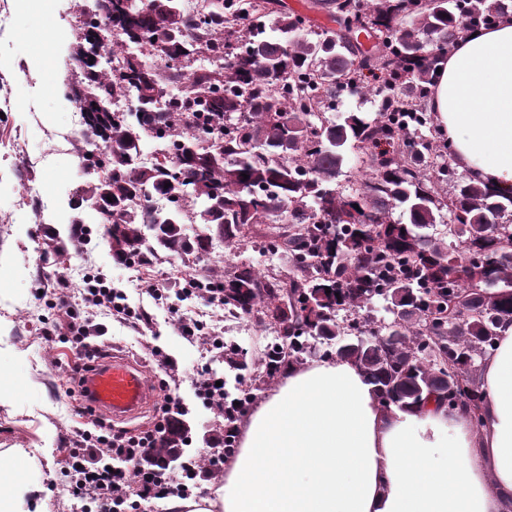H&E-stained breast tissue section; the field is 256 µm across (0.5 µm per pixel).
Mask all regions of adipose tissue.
Wrapping results in <instances>:
<instances>
[{"label": "adipose tissue", "instance_id": "1", "mask_svg": "<svg viewBox=\"0 0 512 512\" xmlns=\"http://www.w3.org/2000/svg\"><path fill=\"white\" fill-rule=\"evenodd\" d=\"M430 107L451 161L512 192V19L440 61ZM482 361V417L435 403L384 410L358 365L284 370L208 496L174 512H512V323Z\"/></svg>", "mask_w": 512, "mask_h": 512}]
</instances>
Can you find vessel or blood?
<instances>
[{"label":"vessel or blood","mask_w":512,"mask_h":512,"mask_svg":"<svg viewBox=\"0 0 512 512\" xmlns=\"http://www.w3.org/2000/svg\"><path fill=\"white\" fill-rule=\"evenodd\" d=\"M79 395L95 413L119 421L137 418L151 400L143 368L114 354L80 372Z\"/></svg>","instance_id":"vessel-or-blood-1"}]
</instances>
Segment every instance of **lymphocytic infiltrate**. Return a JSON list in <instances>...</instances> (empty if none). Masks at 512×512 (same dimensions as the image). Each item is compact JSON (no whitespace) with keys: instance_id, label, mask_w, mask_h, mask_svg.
I'll list each match as a JSON object with an SVG mask.
<instances>
[{"instance_id":"lymphocytic-infiltrate-1","label":"lymphocytic infiltrate","mask_w":512,"mask_h":512,"mask_svg":"<svg viewBox=\"0 0 512 512\" xmlns=\"http://www.w3.org/2000/svg\"><path fill=\"white\" fill-rule=\"evenodd\" d=\"M66 309L71 317L69 341L83 359L97 353L89 342L90 337L103 332L102 324L94 320L97 312L121 322L137 318L123 294L112 289L99 273L83 276L77 303L67 304ZM161 412L149 429L136 434L113 428L101 418H92L91 429L79 432L73 439L63 470L72 496L91 499L99 512H119L120 506L134 497L143 501L188 497L208 469L222 467L224 455L220 452L205 463L185 455L181 458L179 479L171 480L163 457L157 456L156 451L161 447L175 451L185 445L187 435L181 427L185 411L181 401L169 395Z\"/></svg>"}]
</instances>
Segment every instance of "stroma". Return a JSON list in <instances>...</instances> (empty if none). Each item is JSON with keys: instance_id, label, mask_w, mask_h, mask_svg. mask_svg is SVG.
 I'll list each match as a JSON object with an SVG mask.
<instances>
[{"instance_id": "obj_1", "label": "stroma", "mask_w": 512, "mask_h": 512, "mask_svg": "<svg viewBox=\"0 0 512 512\" xmlns=\"http://www.w3.org/2000/svg\"><path fill=\"white\" fill-rule=\"evenodd\" d=\"M82 0H42L39 9L23 11L15 0H0V453L14 457L12 474L25 476L36 462L45 487L29 512H97V505L74 498L62 474L75 431L88 419L66 393L67 375L76 354L60 341L69 318L57 303L60 278L80 282L86 269L100 272L121 291L127 304L143 314L136 324L112 320L103 338V353L121 352L141 362L156 398H180L188 409L189 445L185 453L206 459L211 439L224 419L194 395L202 371L223 376L227 390L236 387L235 370L219 351L183 336L177 319L204 321L222 340L238 345L254 363L269 334L254 319L236 321L223 306L186 296L189 277L220 276L246 263L260 273L288 276V259L262 252L254 238L228 246L213 237L207 258L190 262L163 253L148 266L118 261L102 225L94 221L90 203L77 194L94 178L80 157L76 133L78 104L70 95L69 49L75 40ZM39 67H30L31 59ZM165 286L155 299L150 286ZM54 337H47L45 329ZM160 346L175 366L174 380L159 390L164 369L151 349Z\"/></svg>"}]
</instances>
